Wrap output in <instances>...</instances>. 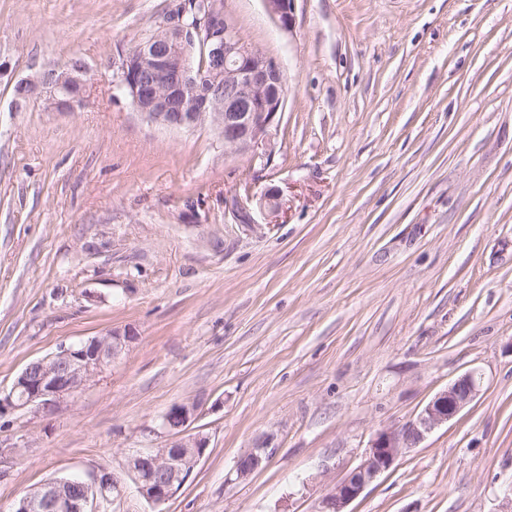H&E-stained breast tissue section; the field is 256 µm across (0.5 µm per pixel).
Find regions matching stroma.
<instances>
[{"label": "stroma", "instance_id": "35a3bbf8", "mask_svg": "<svg viewBox=\"0 0 512 512\" xmlns=\"http://www.w3.org/2000/svg\"><path fill=\"white\" fill-rule=\"evenodd\" d=\"M169 0H0V393L31 361L136 334L100 381L0 415V512L107 469L110 512H315L374 434L469 369L479 395L350 512H503L512 488V0H224L288 94L270 161L175 132L112 63ZM80 59L72 112L14 85ZM279 190L280 208L262 200ZM195 406L209 447L161 507L125 474ZM271 439L249 477L230 472ZM295 0H263L267 12L272 15L281 28L289 30L293 26V3Z\"/></svg>", "mask_w": 512, "mask_h": 512}]
</instances>
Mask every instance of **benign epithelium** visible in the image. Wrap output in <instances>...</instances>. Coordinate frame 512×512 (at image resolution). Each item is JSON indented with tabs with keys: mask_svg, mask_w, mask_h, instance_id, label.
<instances>
[{
	"mask_svg": "<svg viewBox=\"0 0 512 512\" xmlns=\"http://www.w3.org/2000/svg\"><path fill=\"white\" fill-rule=\"evenodd\" d=\"M281 28L293 26L294 0H263ZM164 36L151 40L113 63V84L127 96L142 118L173 131L207 125L224 151L266 157V146L285 103L283 72L262 50L238 36L234 24L214 0H172L160 23ZM210 57L209 74L196 65V51ZM18 96L49 95L53 108L72 112L87 93L84 68L62 66L16 84ZM134 333L114 329L79 345L62 346L29 363L0 397V409H49L84 389L125 352ZM484 374L470 369L436 393L416 419L375 433L361 462L318 502L316 512H347V507L406 450L435 428L454 419L479 394ZM196 406L175 405L163 416L170 441L149 448L127 461V472L139 495L149 504L168 501L187 481L208 448V438L190 429ZM268 437L235 463L233 474L244 479L268 457ZM120 491L114 473L101 470L91 479L53 478L25 494L15 512H101L99 489Z\"/></svg>",
	"mask_w": 512,
	"mask_h": 512,
	"instance_id": "7a95c632",
	"label": "benign epithelium"
}]
</instances>
